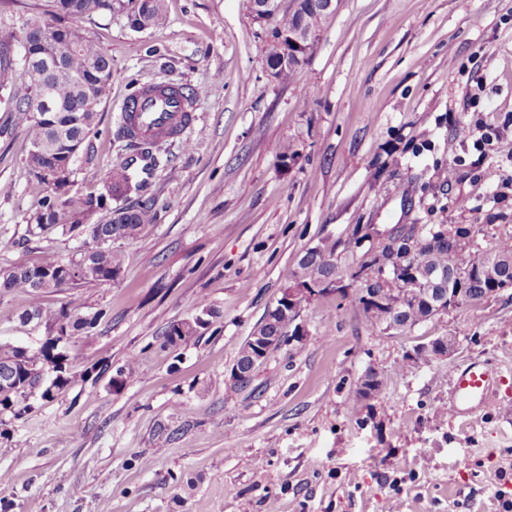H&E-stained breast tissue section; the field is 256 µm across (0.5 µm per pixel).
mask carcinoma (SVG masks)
Masks as SVG:
<instances>
[{
	"label": "carcinoma",
	"mask_w": 512,
	"mask_h": 512,
	"mask_svg": "<svg viewBox=\"0 0 512 512\" xmlns=\"http://www.w3.org/2000/svg\"><path fill=\"white\" fill-rule=\"evenodd\" d=\"M165 0H46L42 12L27 18L22 28L6 20L0 21V87L13 85L17 72L26 80L16 95L17 111L29 113L26 137L31 145L28 166L37 180L47 183L45 170L60 165L73 148L80 147L97 125L98 108L109 95L112 79V59L98 47L96 41L84 32L78 22L97 13L127 12L131 27L136 30L159 28L166 22ZM327 0H302L301 12L287 8L271 10L273 26L269 35L279 40L288 35L298 22L313 30H320L328 20ZM62 25L67 28L73 49L62 58L61 70L49 67L39 55L11 57L14 42L22 44L38 41L44 27ZM46 92L54 111L44 116L37 103L40 92ZM136 113L122 116L123 135L131 140L153 144L158 133H135ZM141 188L138 174L127 162H117L108 171L103 191L84 201L82 211L59 212L54 200H44L42 209L30 225L33 234H45L58 228L78 232L94 240L103 236L109 240L102 251L85 252L63 260L53 254L46 255L36 264H19L0 268V293L23 295L28 306L21 313V320L32 322L42 319L41 298L51 292L70 291L57 316L48 326V335L37 349L12 343H0V414L23 410L22 404L35 394L47 400L57 396L75 381L76 374L68 365L66 343L78 334L88 335L106 317L100 309L92 313L85 310L78 290L98 288L117 281L123 271L126 256L114 250L116 240L136 238L151 221V205L145 203L137 209L117 207L120 223L86 224L92 213L109 209L108 201L118 200ZM467 231L448 230L440 224H410L401 226L390 235L395 250L384 249L383 260L391 256L403 264V273L380 283L365 278L356 300L362 305L369 326L374 330L404 331L426 321L436 313L429 307L431 300L448 289L462 288L470 301H480L493 296L501 288L512 285V237L497 241L491 248L481 250L462 241ZM497 253L507 261L490 265L489 255ZM443 271L444 280L422 279L416 283L409 278L408 270ZM342 276L336 258V245L308 249L297 264L282 274L284 286L281 295L291 288L306 287L323 280L333 281ZM276 305L267 309L265 318L257 325L261 334L288 336V316L276 315ZM220 311L202 304L199 311L171 323L164 334L162 346H177L204 335ZM251 341H245L237 362L243 365L245 376L238 388L248 387L254 371L249 364Z\"/></svg>",
	"instance_id": "carcinoma-1"
}]
</instances>
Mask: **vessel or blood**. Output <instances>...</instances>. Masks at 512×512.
<instances>
[{"mask_svg": "<svg viewBox=\"0 0 512 512\" xmlns=\"http://www.w3.org/2000/svg\"><path fill=\"white\" fill-rule=\"evenodd\" d=\"M125 109L140 114L146 126L168 138L181 136L195 120L191 102L179 95L167 101L143 96L128 102ZM498 378V370L481 362H473L454 371L448 392V408L452 417H475L489 402Z\"/></svg>", "mask_w": 512, "mask_h": 512, "instance_id": "1", "label": "vessel or blood"}]
</instances>
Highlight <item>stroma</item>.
<instances>
[{
	"label": "stroma",
	"instance_id": "obj_1",
	"mask_svg": "<svg viewBox=\"0 0 512 512\" xmlns=\"http://www.w3.org/2000/svg\"><path fill=\"white\" fill-rule=\"evenodd\" d=\"M165 6L159 29L81 22L112 60V87L59 208L100 191L113 163L142 159L118 133L136 87L202 96L193 126L154 144L142 191L120 200H155L154 220L116 241L121 278L84 293L108 316L67 344L75 383L0 415V512H382L390 497L400 512H512V288L396 333L369 328L347 278L303 303V346L271 353L250 389L229 382L307 249L335 243L347 271L399 224L463 227L481 249L512 237V0H340L287 82L268 73L247 0ZM27 123L0 89V268L89 243L29 233L47 190L28 167ZM285 141L296 155L284 164ZM65 300L45 294L44 321L24 324L25 298L0 294V342L38 348ZM202 303L221 318L162 347ZM438 336L455 339L447 355L401 370ZM132 355L135 376L113 391ZM472 361L503 381L484 412L457 420L449 378ZM371 370L382 391L365 399Z\"/></svg>",
	"mask_w": 512,
	"mask_h": 512
}]
</instances>
